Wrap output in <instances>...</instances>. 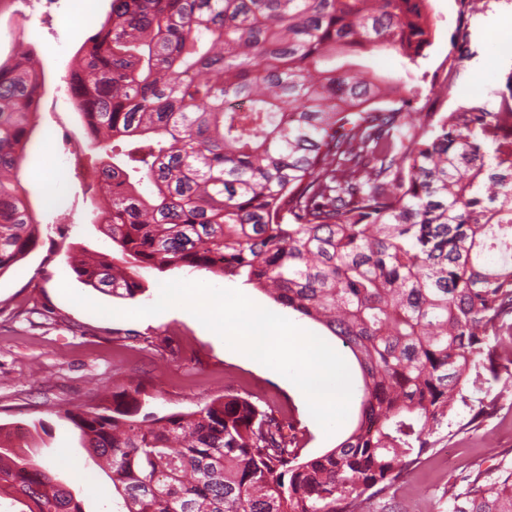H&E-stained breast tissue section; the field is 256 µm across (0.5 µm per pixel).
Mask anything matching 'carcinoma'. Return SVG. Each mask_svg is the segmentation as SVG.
<instances>
[{"instance_id":"1","label":"carcinoma","mask_w":512,"mask_h":512,"mask_svg":"<svg viewBox=\"0 0 512 512\" xmlns=\"http://www.w3.org/2000/svg\"><path fill=\"white\" fill-rule=\"evenodd\" d=\"M429 0H111L73 56L112 252L85 285L144 291V273L205 270L324 325L363 377L356 426L303 459L292 421L229 390L140 417V386L67 411L107 465L112 512H362L431 447L512 314V166L487 135L511 112H413L414 88L351 61L432 45ZM33 44L0 59V274L36 245L18 171L45 84ZM0 425V494L83 512ZM452 512H512V469L477 474Z\"/></svg>"}]
</instances>
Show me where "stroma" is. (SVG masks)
I'll use <instances>...</instances> for the list:
<instances>
[{
	"mask_svg": "<svg viewBox=\"0 0 512 512\" xmlns=\"http://www.w3.org/2000/svg\"><path fill=\"white\" fill-rule=\"evenodd\" d=\"M110 0H21L30 14L36 44L46 70L45 89L35 118L29 156L21 173L23 186L40 221L36 248L0 274V425L17 430L13 442L20 454L56 465L60 480L84 512H111L112 483L89 460L79 432L63 419L64 410L101 404L104 397L128 384H141L145 412L163 416L198 410L232 389L259 409H273L291 418L301 455L312 458L334 448L354 428L360 399L352 397L344 424L325 434L309 413L299 391L282 375L230 353L223 339L193 315L172 308L132 319L128 310L154 303L162 283L191 279L237 289L257 305L284 316L300 328L325 337L345 359L354 381L360 367L348 348L323 325L277 304L268 295L204 271L183 268L151 271L145 290L120 299L83 285L70 257L79 250L108 252L112 242L98 229L95 215L103 203L94 176L76 186L62 155L83 141L76 112H53L49 105L67 75L76 49L100 25ZM435 41L416 62L393 51L367 55L379 74L410 73L416 88L415 108L435 98V78L448 60L459 33H466L469 51L456 61L454 101L481 105L506 92L512 79V8L493 6L469 13L463 0H430ZM52 182L44 192L40 180ZM73 290L115 316L96 314L65 297ZM466 393L472 401L489 403V413L473 419L470 407L456 405L433 443L385 491L372 495L369 512H449L450 488L464 490L477 471L498 474L512 465V387L503 379L484 376ZM43 420L45 431H34ZM94 473L98 489L89 491L73 473Z\"/></svg>",
	"mask_w": 512,
	"mask_h": 512,
	"instance_id": "obj_1",
	"label": "stroma"
}]
</instances>
